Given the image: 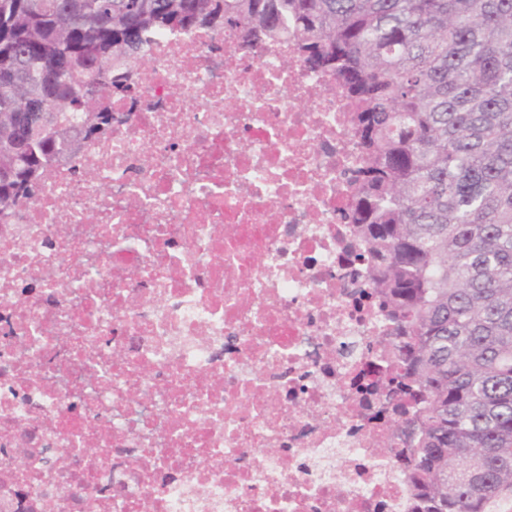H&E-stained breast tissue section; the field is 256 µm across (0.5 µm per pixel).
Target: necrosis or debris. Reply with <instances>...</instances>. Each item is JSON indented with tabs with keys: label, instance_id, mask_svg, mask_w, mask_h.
<instances>
[{
	"label": "necrosis or debris",
	"instance_id": "necrosis-or-debris-1",
	"mask_svg": "<svg viewBox=\"0 0 512 512\" xmlns=\"http://www.w3.org/2000/svg\"><path fill=\"white\" fill-rule=\"evenodd\" d=\"M146 58L0 225V512H413L335 78L292 38Z\"/></svg>",
	"mask_w": 512,
	"mask_h": 512
}]
</instances>
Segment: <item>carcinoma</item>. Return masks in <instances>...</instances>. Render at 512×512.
<instances>
[{
  "instance_id": "cac0c4a2",
  "label": "carcinoma",
  "mask_w": 512,
  "mask_h": 512,
  "mask_svg": "<svg viewBox=\"0 0 512 512\" xmlns=\"http://www.w3.org/2000/svg\"><path fill=\"white\" fill-rule=\"evenodd\" d=\"M160 29L290 34L351 99L350 223L397 329L414 512L512 498V0H0V224L134 97ZM97 123H86L87 111Z\"/></svg>"
}]
</instances>
